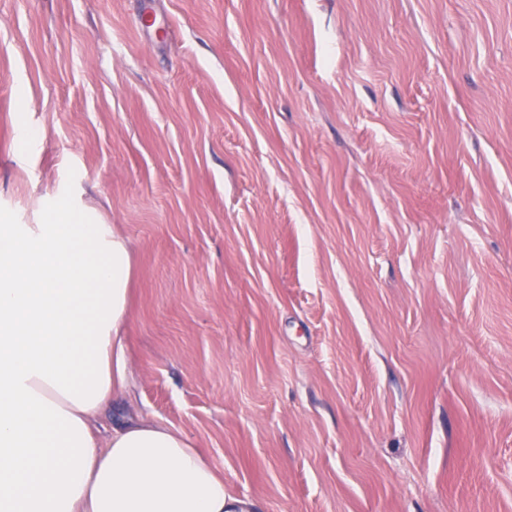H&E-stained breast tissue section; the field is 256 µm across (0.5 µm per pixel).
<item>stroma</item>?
<instances>
[{"label": "stroma", "mask_w": 512, "mask_h": 512, "mask_svg": "<svg viewBox=\"0 0 512 512\" xmlns=\"http://www.w3.org/2000/svg\"><path fill=\"white\" fill-rule=\"evenodd\" d=\"M59 198L132 249L104 425L260 512H512V0H0V219Z\"/></svg>", "instance_id": "1"}]
</instances>
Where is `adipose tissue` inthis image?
<instances>
[{"label":"adipose tissue","instance_id":"1","mask_svg":"<svg viewBox=\"0 0 512 512\" xmlns=\"http://www.w3.org/2000/svg\"><path fill=\"white\" fill-rule=\"evenodd\" d=\"M128 241L56 202L0 224V512H258L178 429L100 421L130 374Z\"/></svg>","mask_w":512,"mask_h":512}]
</instances>
